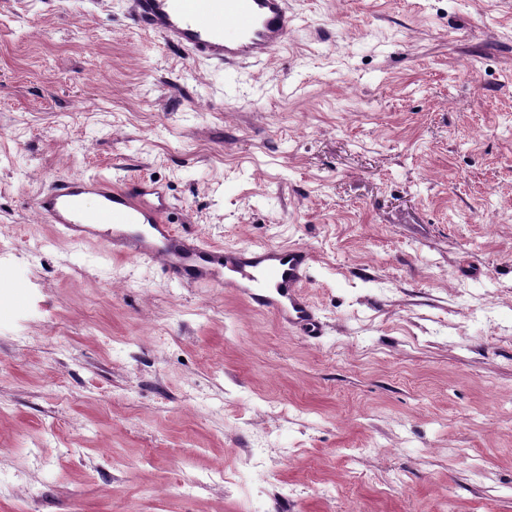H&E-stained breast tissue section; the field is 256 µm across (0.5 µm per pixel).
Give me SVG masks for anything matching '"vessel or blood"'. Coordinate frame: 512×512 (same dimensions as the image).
Here are the masks:
<instances>
[{"label": "vessel or blood", "instance_id": "obj_1", "mask_svg": "<svg viewBox=\"0 0 512 512\" xmlns=\"http://www.w3.org/2000/svg\"><path fill=\"white\" fill-rule=\"evenodd\" d=\"M140 29L192 58L217 64L259 62L288 41V0H125ZM165 191L148 180L68 176L36 198L56 237L103 242L110 256L156 265L171 280L234 289L255 308L289 326L315 331L303 292L310 253L302 247L215 248L179 232Z\"/></svg>", "mask_w": 512, "mask_h": 512}]
</instances>
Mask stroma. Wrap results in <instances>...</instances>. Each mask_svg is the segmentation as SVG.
Masks as SVG:
<instances>
[{
	"label": "stroma",
	"instance_id": "1",
	"mask_svg": "<svg viewBox=\"0 0 512 512\" xmlns=\"http://www.w3.org/2000/svg\"><path fill=\"white\" fill-rule=\"evenodd\" d=\"M289 7L225 67L124 0H0V512H512V0ZM78 174L307 248L318 335L55 239Z\"/></svg>",
	"mask_w": 512,
	"mask_h": 512
}]
</instances>
